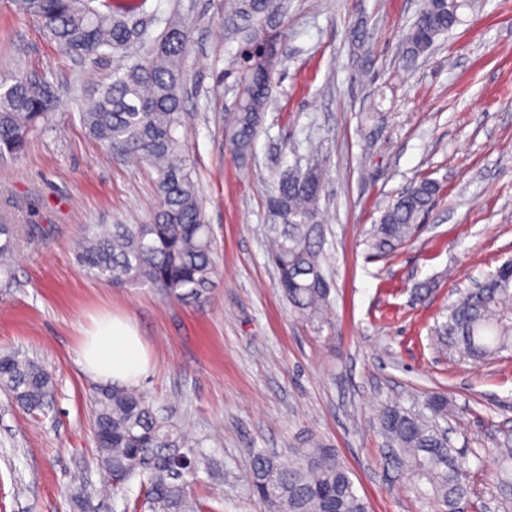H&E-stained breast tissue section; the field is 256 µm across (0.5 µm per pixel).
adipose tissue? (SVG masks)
Returning <instances> with one entry per match:
<instances>
[{
	"instance_id": "ef3b65f1",
	"label": "adipose tissue",
	"mask_w": 512,
	"mask_h": 512,
	"mask_svg": "<svg viewBox=\"0 0 512 512\" xmlns=\"http://www.w3.org/2000/svg\"><path fill=\"white\" fill-rule=\"evenodd\" d=\"M81 363L95 378L110 384L139 381L149 369L146 348L129 320L102 315L94 319L80 346Z\"/></svg>"
}]
</instances>
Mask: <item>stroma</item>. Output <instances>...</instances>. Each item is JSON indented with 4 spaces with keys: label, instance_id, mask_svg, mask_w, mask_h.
<instances>
[{
    "label": "stroma",
    "instance_id": "1",
    "mask_svg": "<svg viewBox=\"0 0 512 512\" xmlns=\"http://www.w3.org/2000/svg\"><path fill=\"white\" fill-rule=\"evenodd\" d=\"M421 7L288 0L271 96L241 161L224 137L239 94L232 68L260 26L238 0H147L150 31L176 12L191 40L184 133L219 256L209 298L189 303L79 268L84 225L148 220L152 173L79 119L78 99L111 63L73 61L0 0V78L44 77L61 100L23 154L0 159V224L21 227L13 282L0 287V350L39 361L54 384L34 413L0 389V512H121L93 441L98 382L78 361L84 329L104 312L132 319L146 344L151 369L138 389L221 462L220 475L191 488L215 512H259L246 484L251 449L288 461L312 442L337 449L371 512H420L384 468L375 420L386 404L417 407L433 392L454 408L453 446L485 460L468 512H502L485 488L512 441V355L463 358L437 344L434 328L456 288L512 257V0H475L408 68L402 40ZM313 159L328 170L331 339L291 312L268 261L266 200L280 171ZM423 177L442 188L436 207L414 240L374 255V224Z\"/></svg>",
    "mask_w": 512,
    "mask_h": 512
}]
</instances>
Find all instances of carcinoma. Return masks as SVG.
Instances as JSON below:
<instances>
[{
  "label": "carcinoma",
  "mask_w": 512,
  "mask_h": 512,
  "mask_svg": "<svg viewBox=\"0 0 512 512\" xmlns=\"http://www.w3.org/2000/svg\"><path fill=\"white\" fill-rule=\"evenodd\" d=\"M17 14L41 22L66 54L95 63L117 58L108 81L84 104L80 120L105 146L118 147L144 161L154 173L157 203L145 224H86L78 263L97 280L116 285H147L163 296L199 302L215 288L216 244L206 223L193 163L181 136L183 63L187 30L176 13L163 19L157 36L134 30L128 19L135 5L116 3L93 10L88 0H11ZM247 15L275 36L281 35L284 0H243ZM467 0H424L402 46L414 65L442 34L461 22ZM267 42L243 47L237 57L240 96L225 135L240 157L252 149L270 95L273 72L263 61ZM59 100L47 82L14 75L0 82V156H16L57 111ZM327 170L321 165L279 174L268 200L271 260L278 284L293 312L317 333L332 326L331 284L320 201ZM438 184L423 178L403 192L380 216L368 241L385 255L418 233L434 207ZM19 234L0 224V277L10 284ZM442 346L473 360L512 352V259L458 291L445 320L435 327ZM0 388L21 407L42 411L53 392L51 375L18 351H0ZM425 411L398 403L383 406L377 429L384 439L387 470L403 478L427 512H464L477 495L473 475L479 456L450 445L437 428L448 419L446 395L433 393ZM93 437L100 466L112 473V491L122 512H210L191 497L199 471L211 462L202 443L182 433L136 388L104 386L91 395ZM247 477L263 512H370L349 469L334 448L315 443L295 451L284 464L262 449L252 451ZM138 482L143 498L130 500L126 486ZM492 488L512 509V448L498 449Z\"/></svg>",
  "instance_id": "carcinoma-1"
}]
</instances>
